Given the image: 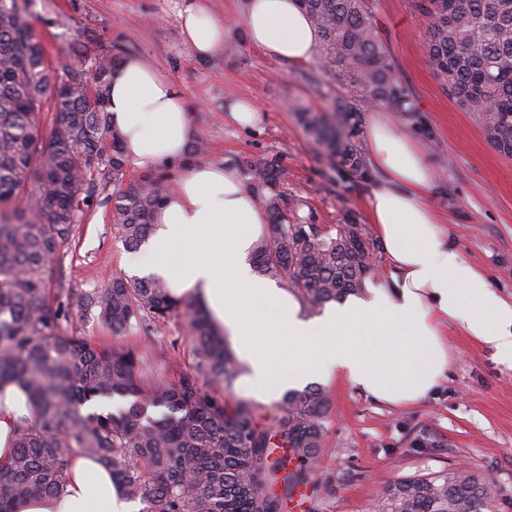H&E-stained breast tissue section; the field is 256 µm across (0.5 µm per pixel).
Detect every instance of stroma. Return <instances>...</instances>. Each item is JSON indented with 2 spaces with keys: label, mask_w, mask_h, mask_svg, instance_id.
I'll use <instances>...</instances> for the list:
<instances>
[{
  "label": "stroma",
  "mask_w": 512,
  "mask_h": 512,
  "mask_svg": "<svg viewBox=\"0 0 512 512\" xmlns=\"http://www.w3.org/2000/svg\"><path fill=\"white\" fill-rule=\"evenodd\" d=\"M181 5L182 0H29L27 9L52 60L68 61L71 45L81 41L99 51L139 56L172 78L196 113L208 161L238 168L260 155L279 156L288 170L287 193L303 203L300 217L332 230L353 211L367 223L362 185L343 181L297 120V110L327 111L341 93L318 71L317 58H270L235 27L211 59H196L180 34ZM375 12L388 51L438 142L421 147L434 175L428 202L463 259L512 301V158L487 143L478 113L460 110L426 64L427 19L416 0H375ZM248 98L266 110L264 123L252 129L234 125L227 113L232 101ZM112 190L111 181L102 183L56 262L65 287H102L113 274H130L140 257L111 223ZM70 327L96 344L120 341L140 348L145 369L160 375L169 371L172 349L187 348L179 315L149 343L137 336L115 339L77 311ZM324 386L330 407L317 469L310 482L288 494L283 512H373L389 486L461 464L491 476V512H512V366L460 329H448L443 382L417 404H378L341 376Z\"/></svg>",
  "instance_id": "1"
}]
</instances>
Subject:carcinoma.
Instances as JSON below:
<instances>
[{"mask_svg":"<svg viewBox=\"0 0 512 512\" xmlns=\"http://www.w3.org/2000/svg\"><path fill=\"white\" fill-rule=\"evenodd\" d=\"M321 39L319 68L344 90L329 112H300L299 122L336 167L357 183L372 180L357 139L363 113L383 107L415 116L418 106L376 26L374 0H299ZM429 19L424 57L448 96L476 112L487 143L512 156V0L417 4ZM80 66L53 64L19 0H0V389L16 384L32 418L15 435L16 452L0 465V512L27 499L64 492L74 456L112 471V484L141 512H281L284 492L314 471L329 396L319 384L288 392L261 417L231 402L243 372L238 359L189 300L162 280L115 274L104 288L76 291L54 283L55 257L112 177L111 218L125 244L139 249L169 192L165 172H144L123 186L126 156L109 126V79L117 60L74 45ZM51 117L48 134L42 120ZM249 189L268 210L266 233L252 249L258 272L286 278L315 312L359 294L379 245L356 213L336 232L290 220L300 203L281 187L288 171L275 155L246 162ZM114 336L160 334L181 314L191 363L168 357L171 373H147L137 349L98 347L69 334L73 308ZM117 398L113 410L86 403ZM288 448L296 468L271 459ZM492 488L482 474L456 468L401 481L375 512H483Z\"/></svg>","mask_w":512,"mask_h":512,"instance_id":"cac0c4a2","label":"carcinoma"}]
</instances>
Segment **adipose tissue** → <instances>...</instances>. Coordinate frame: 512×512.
Returning a JSON list of instances; mask_svg holds the SVG:
<instances>
[{
    "mask_svg": "<svg viewBox=\"0 0 512 512\" xmlns=\"http://www.w3.org/2000/svg\"><path fill=\"white\" fill-rule=\"evenodd\" d=\"M184 43L200 58L224 44L227 27L204 0L178 12ZM247 41L272 58L308 60L318 33L298 0H249L241 17ZM110 124L127 160L143 171L177 166L178 177L143 246L144 275L192 299L216 332L230 336L249 395L273 405L318 378H347L374 399L403 406L427 398L448 368L449 325L512 364V302L467 264L425 198L433 174L419 145L384 118L367 131L375 173L365 191L369 221L381 240L386 274L369 298L307 314L300 300L256 275L248 251L268 222L238 170L191 160L197 135L192 108L176 84L138 57L112 75ZM25 392H0V463L13 455L15 429L27 416ZM121 499L107 471L73 461L64 493L28 500L19 512H139Z\"/></svg>",
    "mask_w": 512,
    "mask_h": 512,
    "instance_id": "obj_1",
    "label": "adipose tissue"
}]
</instances>
